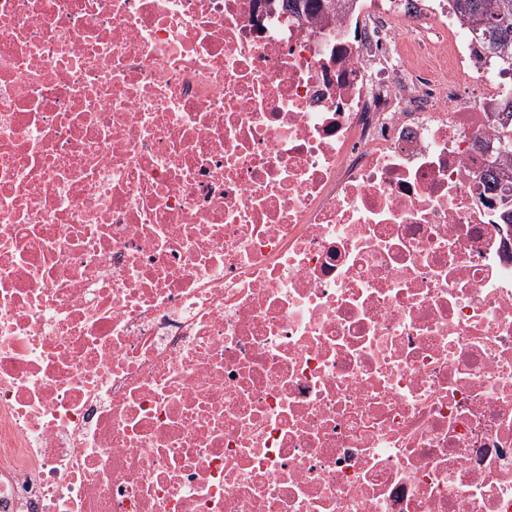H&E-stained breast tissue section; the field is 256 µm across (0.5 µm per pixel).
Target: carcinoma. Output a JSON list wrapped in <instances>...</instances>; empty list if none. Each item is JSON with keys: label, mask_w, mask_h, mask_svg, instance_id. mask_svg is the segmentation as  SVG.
Segmentation results:
<instances>
[{"label": "carcinoma", "mask_w": 512, "mask_h": 512, "mask_svg": "<svg viewBox=\"0 0 512 512\" xmlns=\"http://www.w3.org/2000/svg\"><path fill=\"white\" fill-rule=\"evenodd\" d=\"M453 7L481 48L504 70L512 72V0H453ZM498 125L501 131L493 144L502 141L508 149L495 154L493 168L483 174L482 183L491 189L499 188L504 176L512 175V165L502 164V160L512 159V103Z\"/></svg>", "instance_id": "cac0c4a2"}]
</instances>
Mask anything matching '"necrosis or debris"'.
<instances>
[{
    "label": "necrosis or debris",
    "instance_id": "1",
    "mask_svg": "<svg viewBox=\"0 0 512 512\" xmlns=\"http://www.w3.org/2000/svg\"><path fill=\"white\" fill-rule=\"evenodd\" d=\"M451 0H0V512H512V74ZM507 110V112L498 113L499 115H504V120H498L497 122L501 128V131L497 137L493 139V141H485V143L489 145H487L484 150L487 152L486 156H489L494 150L492 144L490 143L497 145L500 141H503L508 146V149L503 153L495 154L493 168H490L488 171H486L483 174L481 180L482 183L487 185V187L490 189L497 190L499 185L502 183L504 176L510 178V188H504L503 191L511 193V203L506 208L499 206L501 212L499 215V222L496 226L505 228L504 225L506 224V235L504 234L503 230L500 229V231L504 236V244L506 246L507 252L511 255L510 242L512 237V164L511 166H508L500 162L504 159H512V102L508 104ZM506 173L510 174V176H508Z\"/></svg>",
    "mask_w": 512,
    "mask_h": 512
}]
</instances>
